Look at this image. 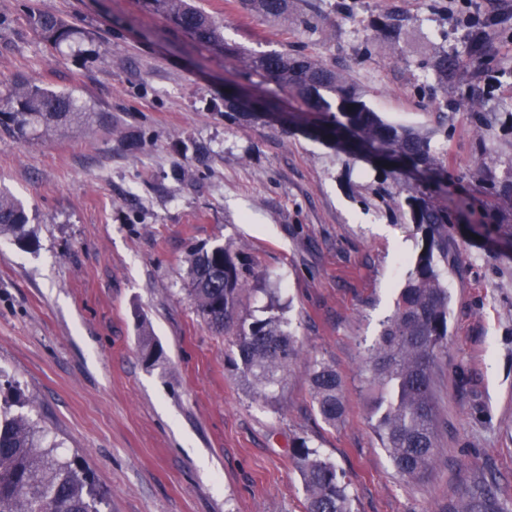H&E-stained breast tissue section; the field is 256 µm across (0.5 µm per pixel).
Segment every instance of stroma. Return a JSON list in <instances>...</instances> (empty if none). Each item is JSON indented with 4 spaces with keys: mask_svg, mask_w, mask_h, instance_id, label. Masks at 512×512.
<instances>
[{
    "mask_svg": "<svg viewBox=\"0 0 512 512\" xmlns=\"http://www.w3.org/2000/svg\"><path fill=\"white\" fill-rule=\"evenodd\" d=\"M197 3L223 24L224 47L195 42L142 0H0V91L23 78L112 118L28 143L0 131V190L24 205L33 240L0 236V375L61 452L81 457L110 512H305L290 453L301 440L336 466L352 512H453L476 472L495 477L512 512V223L486 234L471 217L448 231L438 455L426 476L404 478L369 427L359 367L421 235L366 204L370 167L306 135L291 98L273 119L224 114L226 87L261 89L231 47L309 54L388 121L434 131L449 199L477 202L479 169L512 168V131L481 130L463 107L439 123L414 87L430 77L423 62L462 50L469 19L486 18L498 57L450 74L448 97L476 84L485 109L512 105V0H291L284 21L239 0ZM33 6L74 24V39L51 49L28 24ZM388 14L402 40L365 53ZM200 245L243 260V318L266 317L278 295L298 338L267 401L236 365L235 328L216 333L195 310L187 259ZM317 361L343 382L346 414L333 426L313 402Z\"/></svg>",
    "mask_w": 512,
    "mask_h": 512,
    "instance_id": "obj_1",
    "label": "stroma"
}]
</instances>
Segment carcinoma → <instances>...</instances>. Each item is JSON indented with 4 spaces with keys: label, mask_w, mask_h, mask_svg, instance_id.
<instances>
[{
    "label": "carcinoma",
    "mask_w": 512,
    "mask_h": 512,
    "mask_svg": "<svg viewBox=\"0 0 512 512\" xmlns=\"http://www.w3.org/2000/svg\"><path fill=\"white\" fill-rule=\"evenodd\" d=\"M151 11L169 19L202 45L224 43L221 25L190 0H145ZM251 12L268 19H288L290 0H242ZM31 29L58 47L76 31L62 16L46 11L29 13ZM484 23L473 25L465 56L446 51L435 55L429 69L443 84L448 74L467 64L476 69L496 57L494 45L483 36ZM400 27L385 25L383 35L366 39L365 52L380 43H396ZM250 73L274 84L260 97L262 106L273 107L286 93L315 116L319 140L343 139L352 146L348 157L356 160L367 149L379 150L395 166L372 167V194L382 203L392 199L391 186L404 193L398 202L400 217L421 234L417 255L401 288L392 314L365 361L364 382L373 400L368 422L393 467L407 478H420L433 466L437 448L435 390L431 371L448 346V226L463 218L464 206L444 198L443 187L451 173L448 158L439 156L432 135L419 128L386 121L366 100V92L336 67L302 52L249 54ZM429 95L432 107L442 112L455 101L436 98L434 87H417ZM101 122L95 108L66 91L48 89L28 81L15 83L0 95V128L27 142L59 129ZM485 193L479 207V223L494 227L503 223L502 204L512 212V176L484 178ZM389 210V214H394ZM29 218L23 205L0 191V235L18 241L27 237ZM190 295L198 314L216 330L238 318L239 294L245 287L236 257L222 245L193 250L188 258ZM269 315L237 328L241 373L251 378L257 397L267 399L297 355V340L283 328L270 296ZM317 411L329 425L345 414L342 379L325 363L313 364L309 373ZM306 494V512H351L347 486L336 466L301 442L293 448ZM105 494L77 458L68 457L47 440L45 429L28 416L0 404V512H102ZM458 512H507L495 482L483 474L471 481Z\"/></svg>",
    "instance_id": "carcinoma-1"
}]
</instances>
